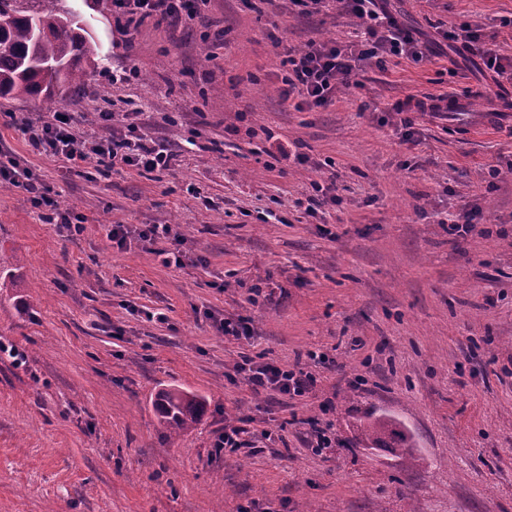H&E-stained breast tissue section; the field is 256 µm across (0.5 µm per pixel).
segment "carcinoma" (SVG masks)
I'll return each mask as SVG.
<instances>
[{
	"label": "carcinoma",
	"mask_w": 512,
	"mask_h": 512,
	"mask_svg": "<svg viewBox=\"0 0 512 512\" xmlns=\"http://www.w3.org/2000/svg\"><path fill=\"white\" fill-rule=\"evenodd\" d=\"M61 0H0V99L42 97L57 107L56 91L79 81V64L96 48L80 21L58 7ZM161 423L172 433L197 425L204 402L181 389L161 391L155 402ZM367 448H391L407 463L417 459L408 435L384 414H372L359 426Z\"/></svg>",
	"instance_id": "cac0c4a2"
}]
</instances>
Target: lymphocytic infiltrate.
Returning <instances> with one entry per match:
<instances>
[{"label": "lymphocytic infiltrate", "mask_w": 512, "mask_h": 512, "mask_svg": "<svg viewBox=\"0 0 512 512\" xmlns=\"http://www.w3.org/2000/svg\"><path fill=\"white\" fill-rule=\"evenodd\" d=\"M342 9L358 18L364 37L363 49L352 44L312 41L301 49H288L280 61V95L295 100L301 111H313L330 106L336 94L351 83L355 62L368 58L385 65L390 58L414 61L433 55L434 49L418 31L407 27L387 9L385 0H339ZM112 15L118 27L134 30L149 18L157 21H182L194 18L192 0H112ZM444 36L457 44L459 51H481L486 67L496 78L512 81V60L497 54L490 47L479 48L480 36L470 27H454ZM131 119L108 134L76 136L71 128V115L58 110L34 119L24 118L17 127L28 145L41 154L61 158L69 167H79L88 161L113 167L127 166L153 172L171 169L178 157L177 150L165 142L149 138L139 121L140 109L130 111ZM0 181L25 191L33 206H47L43 219L57 231L77 234L81 225L72 223L69 213L52 208L48 187L17 161L0 164ZM108 238L113 247L124 249L130 239H137L144 249L164 244V265H183L187 253L184 239L169 224H144L137 230L128 225H111ZM254 392H279L289 396L309 393L315 377L302 367H288L278 362L257 363L242 357L235 366Z\"/></svg>", "instance_id": "obj_1"}]
</instances>
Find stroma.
<instances>
[{
    "label": "stroma",
    "instance_id": "obj_1",
    "mask_svg": "<svg viewBox=\"0 0 512 512\" xmlns=\"http://www.w3.org/2000/svg\"><path fill=\"white\" fill-rule=\"evenodd\" d=\"M61 5L97 44L80 90L60 95L73 131L104 133L101 113L119 125L138 106L147 135L189 148L168 171H69L7 124L40 102L0 99V158L83 221L60 234L0 183V343L27 356H0V512H512V176L486 178L512 163V112L496 106L512 82L442 38L468 25L512 57V0H389L437 55L364 61L358 86L315 112L279 98L280 59L359 41L354 17L200 0L195 20L128 34L109 0ZM467 87L462 112H413L406 127L391 110ZM316 181L337 202L313 218L300 202ZM466 211L473 230L450 235ZM112 224L174 225L191 260L117 250ZM217 316L246 319L252 337L225 338ZM245 355L301 364L316 387L255 394L233 370ZM171 385L207 407L180 435L154 407ZM373 412L407 432L417 462L363 447ZM229 420L246 421L253 448L215 452ZM315 420L336 438L319 454Z\"/></svg>",
    "mask_w": 512,
    "mask_h": 512
}]
</instances>
